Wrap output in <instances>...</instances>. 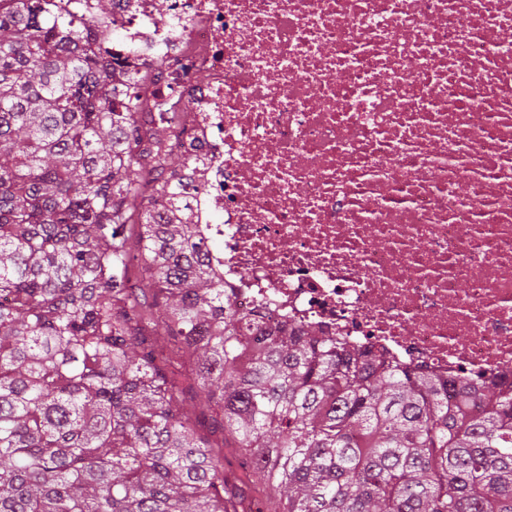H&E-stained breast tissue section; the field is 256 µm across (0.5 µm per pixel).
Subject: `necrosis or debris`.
<instances>
[{"label":"necrosis or debris","mask_w":512,"mask_h":512,"mask_svg":"<svg viewBox=\"0 0 512 512\" xmlns=\"http://www.w3.org/2000/svg\"><path fill=\"white\" fill-rule=\"evenodd\" d=\"M512 0H113L237 307L512 394ZM167 61L151 70L152 59Z\"/></svg>","instance_id":"obj_1"}]
</instances>
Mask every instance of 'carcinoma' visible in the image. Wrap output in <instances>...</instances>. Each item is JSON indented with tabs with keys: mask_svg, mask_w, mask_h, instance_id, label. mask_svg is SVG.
<instances>
[{
	"mask_svg": "<svg viewBox=\"0 0 512 512\" xmlns=\"http://www.w3.org/2000/svg\"><path fill=\"white\" fill-rule=\"evenodd\" d=\"M68 0H0V512H245L166 342L273 512H512V397L240 311L180 191L181 118ZM162 298L145 311L144 288ZM182 360L170 354V362H166L167 370L175 373H181V388L183 389L182 399L185 406L194 411L193 421L198 434L208 439L211 443L222 445L223 431L216 415L209 410L201 401L197 381L194 380L188 365H183Z\"/></svg>",
	"mask_w": 512,
	"mask_h": 512,
	"instance_id": "1",
	"label": "carcinoma"
}]
</instances>
